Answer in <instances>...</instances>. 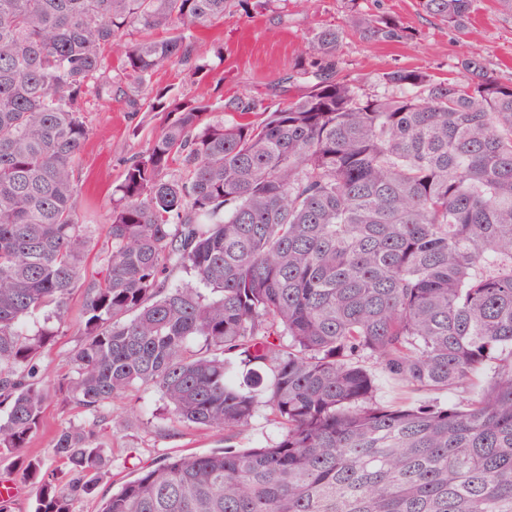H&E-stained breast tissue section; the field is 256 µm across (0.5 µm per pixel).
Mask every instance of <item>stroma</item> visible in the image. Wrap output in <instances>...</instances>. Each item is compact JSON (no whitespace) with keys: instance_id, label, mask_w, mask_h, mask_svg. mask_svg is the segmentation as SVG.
<instances>
[{"instance_id":"obj_1","label":"stroma","mask_w":512,"mask_h":512,"mask_svg":"<svg viewBox=\"0 0 512 512\" xmlns=\"http://www.w3.org/2000/svg\"><path fill=\"white\" fill-rule=\"evenodd\" d=\"M355 12L393 18L409 33L403 42L379 43L348 30L340 48L341 73L365 92L375 91L376 75L400 67L441 78L460 77L464 74L461 61L473 56L481 57L502 80L512 79V15L500 11L495 0H475L468 24L459 31L420 14L416 0H288L277 11L226 14L223 23L199 34L195 54L212 67L202 84L185 81L179 67L173 65L159 68L151 84L169 87L181 97L205 91L215 101L242 93L274 100L276 83L291 72L307 38L322 26L346 28L349 15ZM87 120L90 135L80 154L78 189L91 237L85 277L93 280L100 278L105 261L112 189L121 177L125 159L147 146L160 117L153 112H132L126 95L117 92L96 102ZM83 300L79 290L69 296V322L43 354L39 364L42 378L50 380L70 371L69 353L78 340ZM376 385V399L385 405L445 404L451 399L445 390L427 395L411 392L381 373L376 376ZM106 413L122 426L104 431L101 441L108 466L95 495L78 501L75 512H97L101 499L111 496L146 466L168 457L206 454L225 443L218 431L174 422L165 401L151 387L111 402ZM89 419L88 412L62 397L51 398L43 425L28 447L17 457L0 456V484L14 490L12 512H35L36 508L35 490L22 479L16 465L18 457H47L62 428L80 426Z\"/></svg>"}]
</instances>
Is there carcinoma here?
Listing matches in <instances>:
<instances>
[{
	"instance_id": "cac0c4a2",
	"label": "carcinoma",
	"mask_w": 512,
	"mask_h": 512,
	"mask_svg": "<svg viewBox=\"0 0 512 512\" xmlns=\"http://www.w3.org/2000/svg\"><path fill=\"white\" fill-rule=\"evenodd\" d=\"M281 2L0 0V455L28 446L52 392L93 415L56 435L65 470L18 458L35 512L94 494L103 410L138 387L226 441L261 409L280 434L149 466L99 512H512V80L480 58L465 82L397 68L369 95L337 74L345 29L323 26L298 69L313 80L286 100L148 92L164 119L112 191L105 266L85 278L91 102L165 64L194 81L195 31ZM417 6L462 29L474 0ZM350 26L408 38L391 18ZM177 271L211 296L170 286ZM80 288L71 373L43 382ZM375 370L456 401L381 405Z\"/></svg>"
}]
</instances>
